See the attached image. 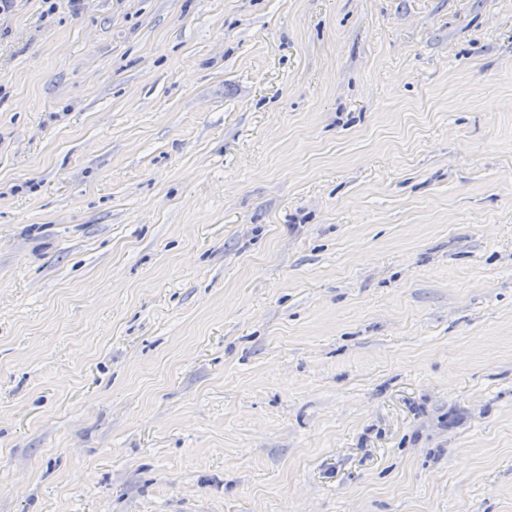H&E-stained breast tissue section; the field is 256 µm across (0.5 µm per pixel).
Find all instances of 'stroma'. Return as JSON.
Wrapping results in <instances>:
<instances>
[{"label":"stroma","mask_w":512,"mask_h":512,"mask_svg":"<svg viewBox=\"0 0 512 512\" xmlns=\"http://www.w3.org/2000/svg\"><path fill=\"white\" fill-rule=\"evenodd\" d=\"M0 512H512V0L0 15Z\"/></svg>","instance_id":"35a3bbf8"}]
</instances>
